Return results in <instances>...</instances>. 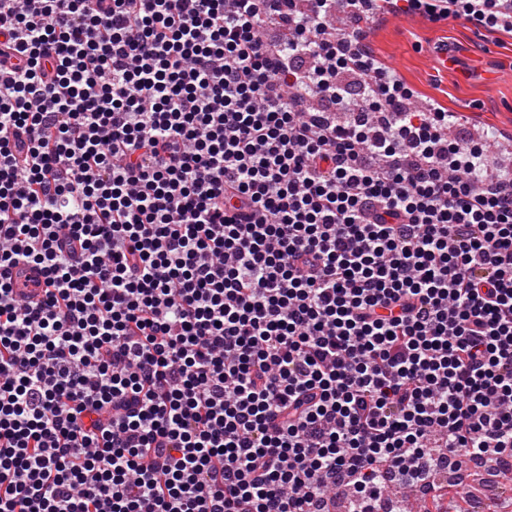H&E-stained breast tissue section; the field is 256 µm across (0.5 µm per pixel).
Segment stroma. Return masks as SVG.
<instances>
[{
    "mask_svg": "<svg viewBox=\"0 0 512 512\" xmlns=\"http://www.w3.org/2000/svg\"><path fill=\"white\" fill-rule=\"evenodd\" d=\"M445 46L450 63L444 68L439 52ZM368 47L413 90L415 101L454 114V140L471 141L476 129L492 140H512V31L416 11L371 27Z\"/></svg>",
    "mask_w": 512,
    "mask_h": 512,
    "instance_id": "35a3bbf8",
    "label": "stroma"
}]
</instances>
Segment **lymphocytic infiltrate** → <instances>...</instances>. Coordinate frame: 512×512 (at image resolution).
Masks as SVG:
<instances>
[{
  "label": "lymphocytic infiltrate",
  "instance_id": "1",
  "mask_svg": "<svg viewBox=\"0 0 512 512\" xmlns=\"http://www.w3.org/2000/svg\"><path fill=\"white\" fill-rule=\"evenodd\" d=\"M417 3L0 0V512H375L512 455V169L362 45Z\"/></svg>",
  "mask_w": 512,
  "mask_h": 512
}]
</instances>
